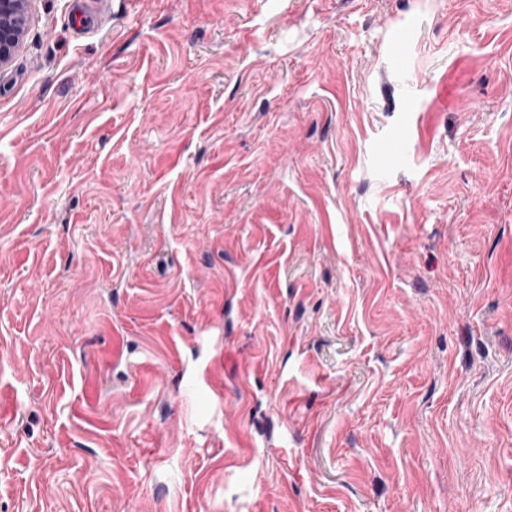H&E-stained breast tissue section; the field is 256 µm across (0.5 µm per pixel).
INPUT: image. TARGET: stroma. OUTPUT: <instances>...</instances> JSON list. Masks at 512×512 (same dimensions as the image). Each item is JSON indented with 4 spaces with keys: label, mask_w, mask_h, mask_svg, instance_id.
Wrapping results in <instances>:
<instances>
[{
    "label": "stroma",
    "mask_w": 512,
    "mask_h": 512,
    "mask_svg": "<svg viewBox=\"0 0 512 512\" xmlns=\"http://www.w3.org/2000/svg\"><path fill=\"white\" fill-rule=\"evenodd\" d=\"M75 7L0 69V512H512V0Z\"/></svg>",
    "instance_id": "obj_1"
}]
</instances>
